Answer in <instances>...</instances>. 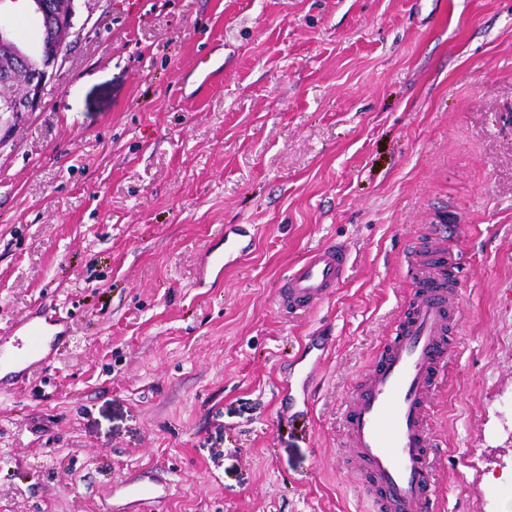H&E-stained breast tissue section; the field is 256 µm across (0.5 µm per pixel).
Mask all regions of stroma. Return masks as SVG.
<instances>
[{
	"label": "stroma",
	"instance_id": "stroma-1",
	"mask_svg": "<svg viewBox=\"0 0 512 512\" xmlns=\"http://www.w3.org/2000/svg\"><path fill=\"white\" fill-rule=\"evenodd\" d=\"M76 5L0 144V331L45 307L70 330L0 389V512H369L341 415L441 227V512H512V0ZM332 242V299L280 311ZM348 262V251L341 244L316 249L284 279L277 296L279 306L288 313L302 314L320 305L344 279Z\"/></svg>",
	"mask_w": 512,
	"mask_h": 512
}]
</instances>
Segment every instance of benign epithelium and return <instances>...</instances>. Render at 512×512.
<instances>
[{
  "label": "benign epithelium",
  "instance_id": "1",
  "mask_svg": "<svg viewBox=\"0 0 512 512\" xmlns=\"http://www.w3.org/2000/svg\"><path fill=\"white\" fill-rule=\"evenodd\" d=\"M40 14L41 54L33 61L19 53L6 37L12 18L0 12V87L22 88L18 96L0 98V110L13 116L29 114L41 106L48 85L65 59L76 26L75 0H50L48 8H40Z\"/></svg>",
  "mask_w": 512,
  "mask_h": 512
}]
</instances>
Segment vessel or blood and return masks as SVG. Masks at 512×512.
Returning a JSON list of instances; mask_svg holds the SVG:
<instances>
[{
    "instance_id": "obj_1",
    "label": "vessel or blood",
    "mask_w": 512,
    "mask_h": 512,
    "mask_svg": "<svg viewBox=\"0 0 512 512\" xmlns=\"http://www.w3.org/2000/svg\"><path fill=\"white\" fill-rule=\"evenodd\" d=\"M348 262L343 245L316 249L284 279L279 306L302 314L320 305L344 279ZM402 262L419 286L380 358L365 372L356 402L343 412V445L368 477L371 512H438L430 415L456 332V266L434 240L409 248ZM18 328V362L39 364L47 327L24 320Z\"/></svg>"
}]
</instances>
